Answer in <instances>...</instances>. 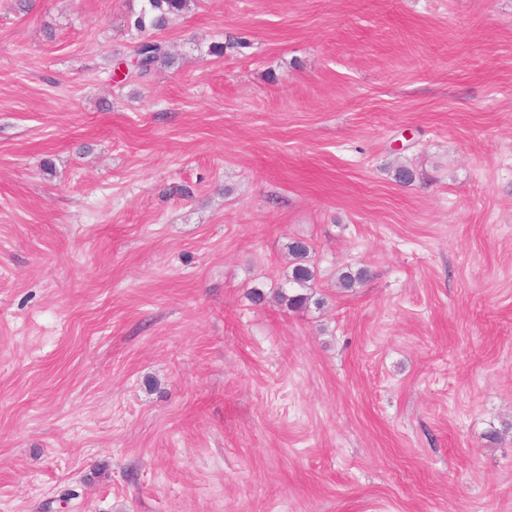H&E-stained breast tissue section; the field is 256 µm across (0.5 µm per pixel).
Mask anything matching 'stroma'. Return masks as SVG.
<instances>
[{"label": "stroma", "mask_w": 512, "mask_h": 512, "mask_svg": "<svg viewBox=\"0 0 512 512\" xmlns=\"http://www.w3.org/2000/svg\"><path fill=\"white\" fill-rule=\"evenodd\" d=\"M143 5L0 0V512H512V0ZM145 2L134 20L135 28L140 31L164 28L171 16L187 9L189 5V0H145ZM167 45L158 39L145 38L138 42L132 55L126 78L144 79L150 75L158 64L173 63ZM289 253L293 259L289 282L294 288L291 293L280 294L281 304L289 310L301 309L310 302L320 305L319 299H314V295L305 292L316 276L315 267L309 260L308 246L301 241H294L289 246Z\"/></svg>", "instance_id": "obj_1"}]
</instances>
